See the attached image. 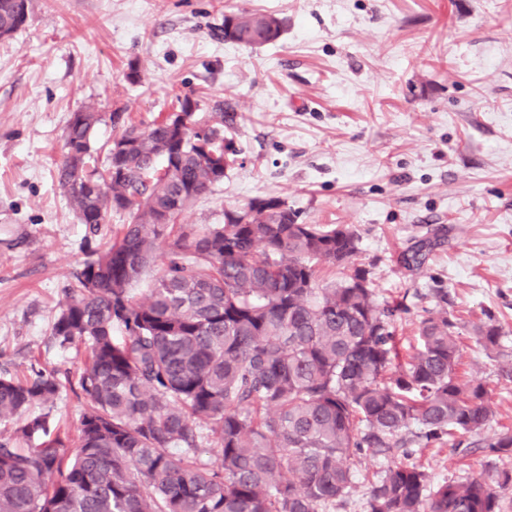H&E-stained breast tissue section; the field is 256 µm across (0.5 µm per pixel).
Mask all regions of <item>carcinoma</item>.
<instances>
[{
	"mask_svg": "<svg viewBox=\"0 0 512 512\" xmlns=\"http://www.w3.org/2000/svg\"><path fill=\"white\" fill-rule=\"evenodd\" d=\"M34 0H0V38L30 16ZM280 19L224 16V40L277 42ZM103 115L71 114L57 180L85 236L87 259L67 289L51 336L82 345L79 386L87 400L78 450L50 413L53 372L0 374V512H330L352 488V460L402 447L412 428L425 445L459 458L475 449L494 416L484 386L458 374L461 338L448 312L420 321L419 347L397 362V305L377 301L356 267L321 284L315 265L353 263L359 238L346 225L300 224L279 197L224 211L222 224L178 218L224 179L236 150L224 142V113L195 115L202 132L176 136L169 120L123 126L105 157L95 154ZM127 223L101 245L111 212ZM149 292L133 286L157 258ZM492 350L499 329L474 328ZM208 446L220 459L198 458ZM483 451L512 455V433ZM424 466L401 461L369 489L368 512H499L512 472L479 473L430 488Z\"/></svg>",
	"mask_w": 512,
	"mask_h": 512,
	"instance_id": "carcinoma-1",
	"label": "carcinoma"
}]
</instances>
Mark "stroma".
I'll list each match as a JSON object with an SVG mask.
<instances>
[{"label": "stroma", "instance_id": "1", "mask_svg": "<svg viewBox=\"0 0 512 512\" xmlns=\"http://www.w3.org/2000/svg\"><path fill=\"white\" fill-rule=\"evenodd\" d=\"M271 13L273 45L225 40V14ZM189 95L224 110L239 151L223 181L179 218L220 224L257 197L285 200L303 224H347L378 302L401 300V356L446 292L463 342L459 373L483 383L489 433L512 431V0H40L0 40V371L56 370L52 416L77 436L84 348H59L52 324L85 258V229L57 182L73 112L151 124ZM422 268L402 255L422 238ZM492 322L495 349L474 325ZM433 485L512 469V457L458 461L409 440ZM399 453H367L333 512H367L371 481Z\"/></svg>", "mask_w": 512, "mask_h": 512}]
</instances>
